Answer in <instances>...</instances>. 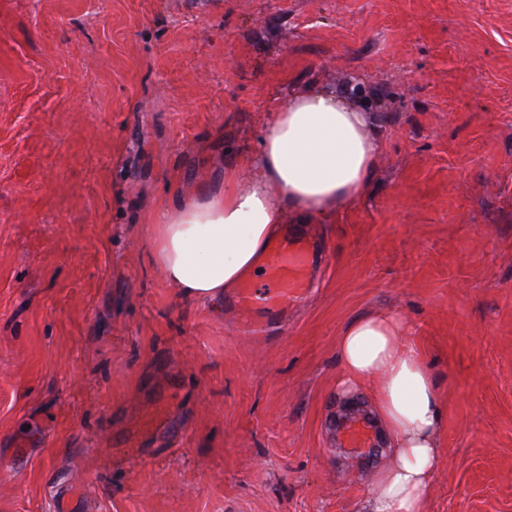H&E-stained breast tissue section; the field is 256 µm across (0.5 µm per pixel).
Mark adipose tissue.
Listing matches in <instances>:
<instances>
[{"mask_svg":"<svg viewBox=\"0 0 512 512\" xmlns=\"http://www.w3.org/2000/svg\"><path fill=\"white\" fill-rule=\"evenodd\" d=\"M249 186L226 165L223 185L200 188L155 216V260L181 297L220 310L226 293L262 273L269 241L285 215L300 222L335 215L362 199L381 154L374 113L347 93L307 88L266 113ZM336 389L375 386L374 410L392 462L376 476L364 512H425L440 461L442 409L435 375L413 324L391 311L351 321L336 344Z\"/></svg>","mask_w":512,"mask_h":512,"instance_id":"ef3b65f1","label":"adipose tissue"}]
</instances>
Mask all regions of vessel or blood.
<instances>
[{"mask_svg": "<svg viewBox=\"0 0 512 512\" xmlns=\"http://www.w3.org/2000/svg\"><path fill=\"white\" fill-rule=\"evenodd\" d=\"M317 239L312 230L288 231L269 242L264 257V286L237 291L231 300L234 311L245 314L241 335H270L289 309L301 303L312 285L314 268L311 258ZM341 444L358 453L371 448L375 437L368 420L355 417L340 430Z\"/></svg>", "mask_w": 512, "mask_h": 512, "instance_id": "b4317fda", "label": "vessel or blood"}]
</instances>
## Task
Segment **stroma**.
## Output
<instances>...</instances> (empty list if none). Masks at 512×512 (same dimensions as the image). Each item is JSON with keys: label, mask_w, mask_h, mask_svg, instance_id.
<instances>
[{"label": "stroma", "mask_w": 512, "mask_h": 512, "mask_svg": "<svg viewBox=\"0 0 512 512\" xmlns=\"http://www.w3.org/2000/svg\"><path fill=\"white\" fill-rule=\"evenodd\" d=\"M304 86L377 115L282 334L183 301L153 218ZM400 313L440 384L426 512H512V0H0V512H355L336 342Z\"/></svg>", "instance_id": "1"}]
</instances>
